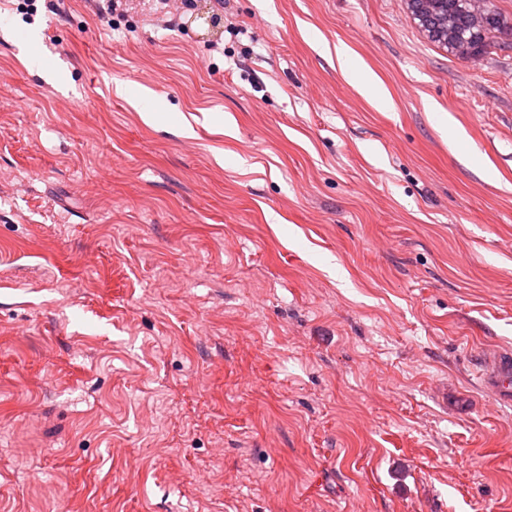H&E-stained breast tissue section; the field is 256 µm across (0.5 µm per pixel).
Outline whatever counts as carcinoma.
Listing matches in <instances>:
<instances>
[{"label": "carcinoma", "instance_id": "cac0c4a2", "mask_svg": "<svg viewBox=\"0 0 512 512\" xmlns=\"http://www.w3.org/2000/svg\"><path fill=\"white\" fill-rule=\"evenodd\" d=\"M407 8L432 42L462 60L482 56L512 33V22L490 0H407Z\"/></svg>", "mask_w": 512, "mask_h": 512}]
</instances>
